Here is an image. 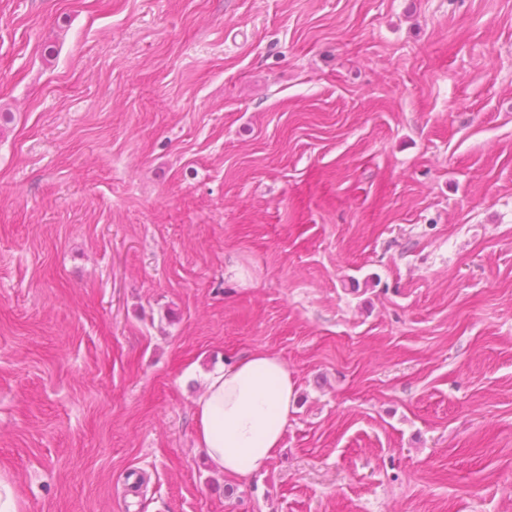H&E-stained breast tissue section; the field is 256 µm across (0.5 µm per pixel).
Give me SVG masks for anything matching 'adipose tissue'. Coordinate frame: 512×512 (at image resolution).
<instances>
[{"mask_svg": "<svg viewBox=\"0 0 512 512\" xmlns=\"http://www.w3.org/2000/svg\"><path fill=\"white\" fill-rule=\"evenodd\" d=\"M195 401L196 446L230 477L260 471L282 445L295 410L296 385L277 356L257 351L200 371Z\"/></svg>", "mask_w": 512, "mask_h": 512, "instance_id": "ef3b65f1", "label": "adipose tissue"}]
</instances>
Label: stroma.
I'll list each match as a JSON object with an SVG mask.
<instances>
[{
    "label": "stroma",
    "mask_w": 512,
    "mask_h": 512,
    "mask_svg": "<svg viewBox=\"0 0 512 512\" xmlns=\"http://www.w3.org/2000/svg\"><path fill=\"white\" fill-rule=\"evenodd\" d=\"M297 392L247 479L193 365ZM21 512H512V0H0Z\"/></svg>",
    "instance_id": "35a3bbf8"
}]
</instances>
